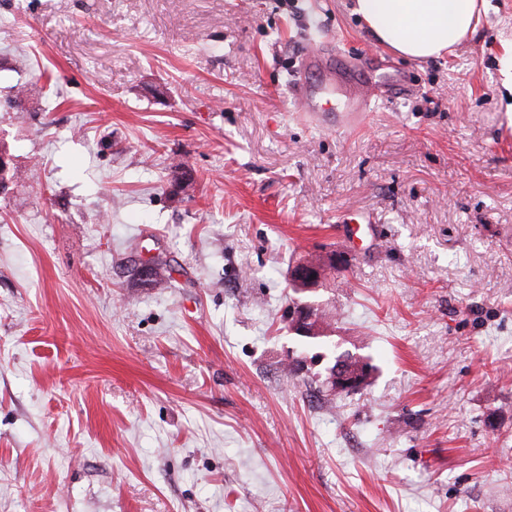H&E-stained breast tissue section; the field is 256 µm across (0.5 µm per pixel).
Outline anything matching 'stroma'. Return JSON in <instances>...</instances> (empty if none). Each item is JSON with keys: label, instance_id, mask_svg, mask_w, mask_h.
Masks as SVG:
<instances>
[{"label": "stroma", "instance_id": "obj_1", "mask_svg": "<svg viewBox=\"0 0 512 512\" xmlns=\"http://www.w3.org/2000/svg\"><path fill=\"white\" fill-rule=\"evenodd\" d=\"M353 8L0 0V512H512V0L426 61ZM311 47L391 87L357 131L301 119ZM331 252L329 341L375 367L333 407L280 370Z\"/></svg>", "mask_w": 512, "mask_h": 512}]
</instances>
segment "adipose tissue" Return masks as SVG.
I'll return each instance as SVG.
<instances>
[{"label":"adipose tissue","instance_id":"adipose-tissue-1","mask_svg":"<svg viewBox=\"0 0 512 512\" xmlns=\"http://www.w3.org/2000/svg\"><path fill=\"white\" fill-rule=\"evenodd\" d=\"M355 14L397 55L428 60L475 33L478 0H355Z\"/></svg>","mask_w":512,"mask_h":512}]
</instances>
